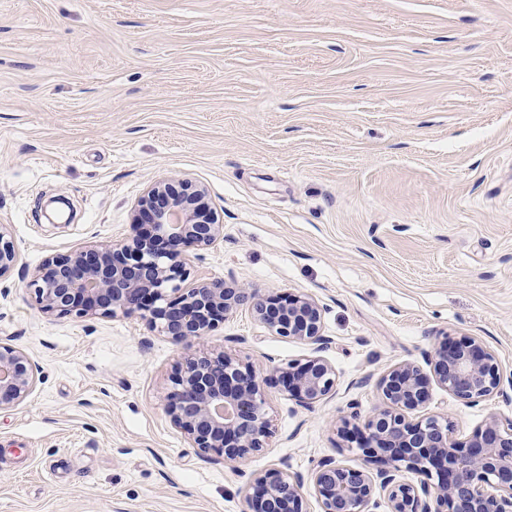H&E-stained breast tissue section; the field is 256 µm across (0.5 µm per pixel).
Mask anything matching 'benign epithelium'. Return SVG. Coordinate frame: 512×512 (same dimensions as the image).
I'll return each instance as SVG.
<instances>
[{
  "label": "benign epithelium",
  "mask_w": 512,
  "mask_h": 512,
  "mask_svg": "<svg viewBox=\"0 0 512 512\" xmlns=\"http://www.w3.org/2000/svg\"><path fill=\"white\" fill-rule=\"evenodd\" d=\"M204 187L183 178L150 184L132 208L133 233L106 246H90L49 258L28 287L46 314L60 317L137 315L148 327L194 352L172 379L167 412L192 447L232 464L264 448L269 420L263 379L248 365L204 348L217 324L246 305L269 333L310 345L320 353L325 307L311 296H266L222 279L190 277L186 248L206 249L224 238V225L203 202ZM20 256L0 225V278ZM277 379L299 404L310 407L336 389V371L316 355L277 369ZM457 401L476 406L496 395L512 401V373L504 375L495 353L478 336L441 333L422 362L395 364L375 382L382 405L360 425L359 412L343 420L371 471L332 459L312 472L321 512H512V419L491 417L466 443L448 437V419L418 416L430 380ZM35 386V365L21 349L0 342V407L25 401ZM406 469L426 477L418 485L398 480ZM437 477V482L430 479ZM303 478L286 469L256 475L248 512H306Z\"/></svg>",
  "instance_id": "benign-epithelium-1"
}]
</instances>
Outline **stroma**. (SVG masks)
Masks as SVG:
<instances>
[{
    "label": "stroma",
    "mask_w": 512,
    "mask_h": 512,
    "mask_svg": "<svg viewBox=\"0 0 512 512\" xmlns=\"http://www.w3.org/2000/svg\"><path fill=\"white\" fill-rule=\"evenodd\" d=\"M202 184L224 238L192 275L325 307L335 391L265 388L271 434L238 466L202 455L166 395L186 350L137 316L49 317L42 262L131 232L154 180ZM67 199L70 223L39 212ZM0 341L36 384L0 409V512H245L253 474L357 463L340 431L440 330L512 371V0H0ZM271 376L312 356L248 307L206 341ZM424 414L467 442L512 402L430 385ZM20 256L13 241L7 237L0 225V278L10 273L19 262Z\"/></svg>",
    "instance_id": "stroma-1"
}]
</instances>
